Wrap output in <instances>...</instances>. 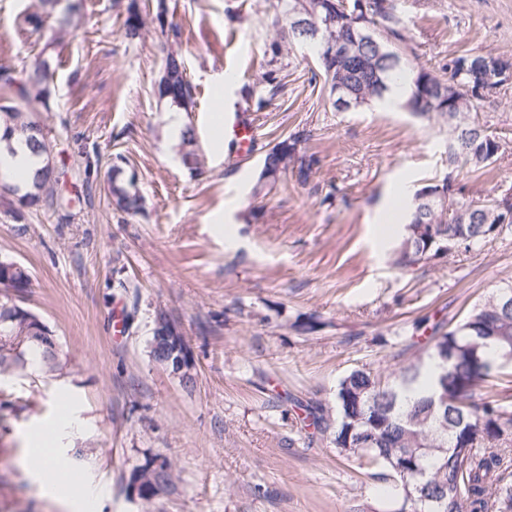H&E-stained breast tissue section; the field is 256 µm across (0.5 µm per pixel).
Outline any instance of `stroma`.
Wrapping results in <instances>:
<instances>
[{
	"label": "stroma",
	"instance_id": "stroma-1",
	"mask_svg": "<svg viewBox=\"0 0 512 512\" xmlns=\"http://www.w3.org/2000/svg\"><path fill=\"white\" fill-rule=\"evenodd\" d=\"M35 0H0V67L39 58L46 37L19 36ZM275 0H164L167 23L126 41L129 0H61L79 21L53 51L55 96L39 117L51 159L70 170L68 211H27L17 235L0 210V256L27 268L23 306L54 330L69 374L0 378V512H379L386 480L338 455L300 422L307 402L333 404L356 367L408 362L435 324L454 326L481 299L512 284V232L467 252L401 271L398 233L382 229L400 186L416 192L448 172L445 122L396 106L331 110L311 46L273 56ZM411 63L448 75L470 51L512 59V0H396ZM181 51L193 87L187 107L159 97L167 49ZM279 86L257 108L243 82ZM230 112L260 130L238 158L216 129ZM480 122L505 151L459 172L467 200L512 191V84L481 100ZM193 127L199 174H190L172 120ZM306 133L315 156L307 183L286 176L268 193L253 186L265 152ZM98 154L91 184L72 169L79 151ZM143 198L136 216L111 203L115 156ZM180 326L192 386L156 364L149 340L158 313ZM78 421L60 433V412ZM96 454L48 491L30 469L31 447ZM167 457L179 479L152 504L128 485L146 457ZM105 487L84 500L83 488Z\"/></svg>",
	"mask_w": 512,
	"mask_h": 512
}]
</instances>
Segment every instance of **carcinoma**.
<instances>
[{"instance_id":"carcinoma-1","label":"carcinoma","mask_w":512,"mask_h":512,"mask_svg":"<svg viewBox=\"0 0 512 512\" xmlns=\"http://www.w3.org/2000/svg\"><path fill=\"white\" fill-rule=\"evenodd\" d=\"M59 0H39L40 10L24 16L21 30L50 29L40 58L16 72L0 70V88L11 93V102L0 106V137L9 150L12 143L25 146L43 158L25 192L0 183V202L21 232L28 230L23 209L41 202L51 208L70 206L75 200L62 194L61 175L50 164L48 134L31 137L24 126H42L29 104L49 107L54 69L48 51L64 42L72 21L56 14ZM282 24L276 29L273 54L298 41L288 24L293 13L318 26L316 45L328 101L334 111L345 99L356 110L392 96L394 83L403 78L408 92L402 108L418 116L440 118L448 123L457 154L448 157V172L478 169L496 160L489 156L490 136L476 118L477 92L482 55L463 51L448 61V79L433 71L415 68L407 57L403 21L395 0H277ZM166 9L157 0L155 14L150 5L130 0L124 22V38H143L147 21L164 27ZM354 37L353 54L343 55L336 44ZM158 94L177 107H185L193 96L181 55L167 52L158 82ZM298 134L273 146L264 156L253 193L273 186L281 175L293 172L307 181L317 159L299 154ZM195 132H182L183 162L192 170ZM124 158L113 159L108 172L109 192L115 208L129 216L143 208V199L122 179ZM438 193L428 202L411 200L403 233L393 249L391 261L397 269L427 264L442 252L468 251L475 244L512 229V222L497 223L490 200L470 201L455 224L445 221L444 200L455 196L448 175L424 186ZM30 310L18 304L9 288L0 292V376L11 372L61 377L66 364L45 360L47 348L29 338L26 316ZM512 363V284L502 286L476 305L455 327L430 337L415 351L414 360L399 372L385 373L367 368L351 370L339 382L335 394L336 416L319 403L309 408L314 429L329 438L337 452L360 462L367 470L382 469L395 480L387 493L402 502L397 512H512V483L504 476V460L512 448V406L496 400H478L481 384L493 372ZM161 461L174 482L170 461L157 454L135 466L129 479L146 473Z\"/></svg>"}]
</instances>
